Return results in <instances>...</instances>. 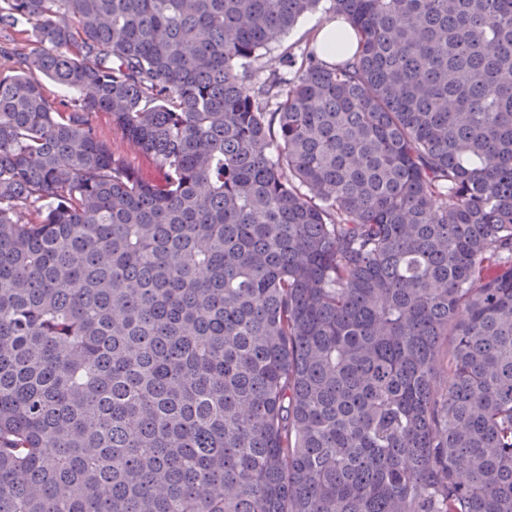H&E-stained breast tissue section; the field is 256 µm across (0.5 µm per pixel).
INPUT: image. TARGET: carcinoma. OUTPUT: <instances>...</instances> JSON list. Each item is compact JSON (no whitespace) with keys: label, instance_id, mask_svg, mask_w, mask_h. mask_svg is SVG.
Masks as SVG:
<instances>
[{"label":"carcinoma","instance_id":"cac0c4a2","mask_svg":"<svg viewBox=\"0 0 512 512\" xmlns=\"http://www.w3.org/2000/svg\"><path fill=\"white\" fill-rule=\"evenodd\" d=\"M321 2L0 0V512H512V0ZM328 21L329 14L325 13L322 7L301 17L279 44H273L267 50L261 51L263 53L262 58L254 66H265L266 68L257 74V80L259 78L263 79L268 74L269 69L277 68L281 72H286L287 69L279 62L282 50L290 46L293 47L292 51L299 55L300 50H303L306 46L308 47V43L311 41V31L324 23L313 34V44L322 54V58L328 61H336V44L332 45L334 52L327 49L333 40L336 42V38L341 39L346 55H352L356 51L359 40L356 31L349 24H345L341 18ZM96 122L101 127L104 138L112 144V150L122 154L131 166L147 173L151 172L152 168L146 159L126 143L121 132L112 126L106 116L97 117Z\"/></svg>","mask_w":512,"mask_h":512}]
</instances>
